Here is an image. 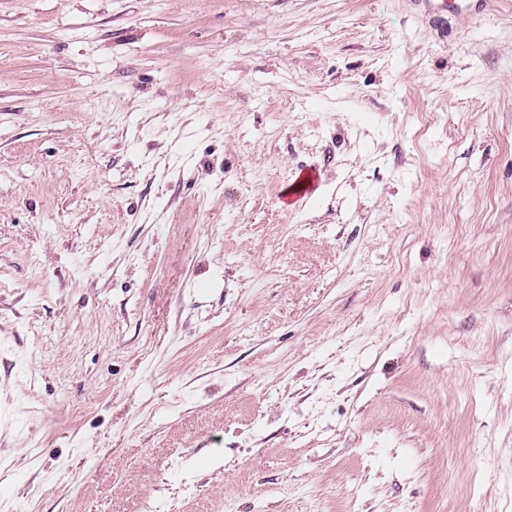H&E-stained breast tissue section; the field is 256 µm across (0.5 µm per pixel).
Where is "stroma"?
I'll return each instance as SVG.
<instances>
[{"mask_svg":"<svg viewBox=\"0 0 512 512\" xmlns=\"http://www.w3.org/2000/svg\"><path fill=\"white\" fill-rule=\"evenodd\" d=\"M0 512H512V6L0 0ZM414 14L438 18L448 12L477 18L487 14L493 0H408ZM297 179H300L299 191H287L283 196H281V202L286 209H288V207L291 206L298 198L310 196L315 191L318 186L319 174L315 169H308L306 171H301Z\"/></svg>","mask_w":512,"mask_h":512,"instance_id":"1","label":"stroma"}]
</instances>
